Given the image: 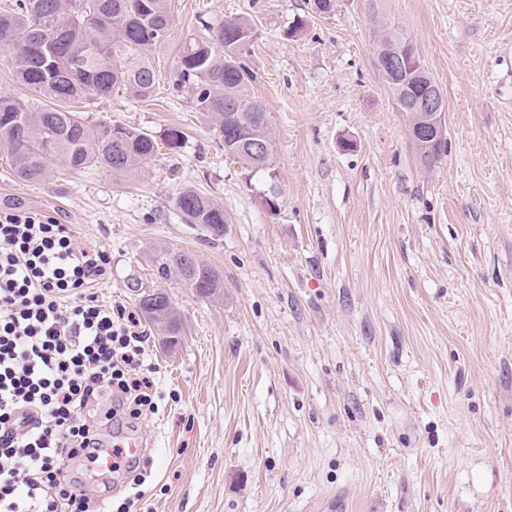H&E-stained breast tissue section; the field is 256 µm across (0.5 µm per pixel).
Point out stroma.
<instances>
[{
	"mask_svg": "<svg viewBox=\"0 0 512 512\" xmlns=\"http://www.w3.org/2000/svg\"><path fill=\"white\" fill-rule=\"evenodd\" d=\"M172 9L154 97L116 91L87 115L182 130L180 148L140 172L33 182L0 153V206L108 251L102 303L137 311L139 282L182 319L173 346L141 322L159 410L114 430L145 444L141 512H512V0ZM234 18L254 31L243 60L272 121L270 180L248 179L177 85L185 41ZM393 32L445 94L428 169L374 65ZM187 186L223 205L221 241L182 222ZM161 248L218 271L223 296L161 277Z\"/></svg>",
	"mask_w": 512,
	"mask_h": 512,
	"instance_id": "obj_1",
	"label": "stroma"
}]
</instances>
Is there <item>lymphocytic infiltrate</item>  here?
Wrapping results in <instances>:
<instances>
[{
  "instance_id": "f902f5d3",
  "label": "lymphocytic infiltrate",
  "mask_w": 512,
  "mask_h": 512,
  "mask_svg": "<svg viewBox=\"0 0 512 512\" xmlns=\"http://www.w3.org/2000/svg\"><path fill=\"white\" fill-rule=\"evenodd\" d=\"M112 262L40 211L0 208V512H135L97 500L78 458L154 411L145 336L92 287Z\"/></svg>"
}]
</instances>
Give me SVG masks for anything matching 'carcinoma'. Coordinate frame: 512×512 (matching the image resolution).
Returning <instances> with one entry per match:
<instances>
[{"instance_id": "carcinoma-1", "label": "carcinoma", "mask_w": 512, "mask_h": 512, "mask_svg": "<svg viewBox=\"0 0 512 512\" xmlns=\"http://www.w3.org/2000/svg\"><path fill=\"white\" fill-rule=\"evenodd\" d=\"M173 23L171 0H15L14 8L0 11V50L9 54L17 79L53 103L35 112L0 96V153L11 156L15 175L32 181L56 169L131 172L147 166L160 147H179V129L169 130L160 143L137 128L94 124L75 108L80 100L108 98L116 89L137 100L151 98L157 80L148 52L166 41ZM202 27L179 56L180 85L194 91L197 110L214 123L224 153L248 173L268 177L272 124L263 102L250 93L254 75L243 62L252 27L236 19L215 27L204 21ZM444 144H414L423 167L438 161ZM173 206L183 223L199 226L211 242L224 236V207L214 197L185 188ZM179 256L160 251L159 274L178 275L204 298L224 295L216 270L197 259L186 277ZM138 304L162 335H181L182 321L167 292H142Z\"/></svg>"}]
</instances>
